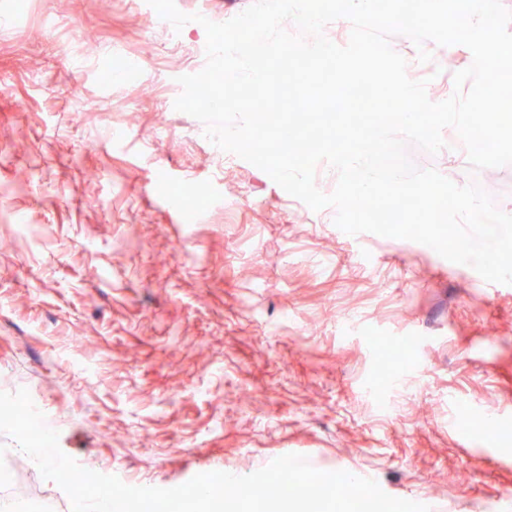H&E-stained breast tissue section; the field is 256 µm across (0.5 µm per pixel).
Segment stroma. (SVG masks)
Masks as SVG:
<instances>
[{"instance_id": "35a3bbf8", "label": "stroma", "mask_w": 512, "mask_h": 512, "mask_svg": "<svg viewBox=\"0 0 512 512\" xmlns=\"http://www.w3.org/2000/svg\"><path fill=\"white\" fill-rule=\"evenodd\" d=\"M2 12L0 184L35 176L0 200V391L57 415L66 455L147 487L300 454L430 512H512V285L342 233L244 160L225 170L174 108L202 62L126 0ZM127 58L137 73L109 79ZM442 137L414 165L512 207V165L472 169ZM11 469L0 496L21 512H72L0 433Z\"/></svg>"}]
</instances>
